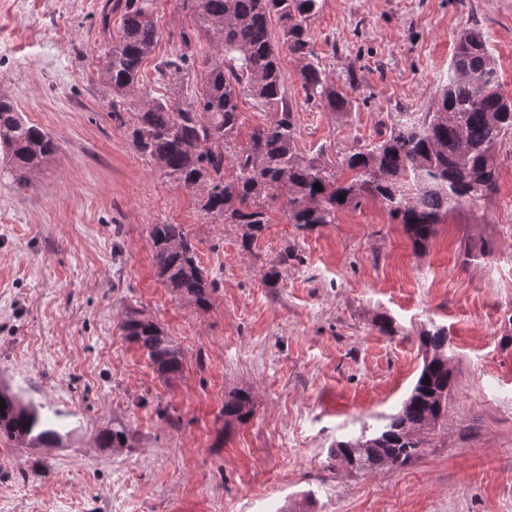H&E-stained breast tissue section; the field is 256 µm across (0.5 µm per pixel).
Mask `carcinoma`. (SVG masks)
<instances>
[{"instance_id":"1","label":"carcinoma","mask_w":512,"mask_h":512,"mask_svg":"<svg viewBox=\"0 0 512 512\" xmlns=\"http://www.w3.org/2000/svg\"><path fill=\"white\" fill-rule=\"evenodd\" d=\"M182 5L211 51L201 62L200 85L184 102L173 104L140 83L141 66L160 39L154 0H106L100 29L112 115L120 117L121 104L134 108L129 125L139 154L169 180L198 194L205 214L241 225L243 248H251L268 223L266 203L283 196L288 223L302 228L332 224L337 211L370 198L403 224L414 249L422 250L443 216L495 189L499 146L512 130V103L501 93L495 63L479 32L468 30L460 37L448 84L435 93L431 111L418 118L398 113L388 134L345 156L352 178L340 181L320 156L299 148L297 113L285 95L279 58L283 48L301 63L307 102L332 113L350 109V100L313 49L309 22L318 0H182ZM189 69L187 55L167 57L156 64L157 79L176 83ZM241 94L272 113L245 144L236 140ZM57 150L48 132L25 121L13 100L0 95V169L13 184L26 186L30 174ZM317 183L322 190L315 189ZM150 237L157 277L176 297L209 307L216 282L200 267L183 227L154 224ZM124 331L159 374L181 371V348L152 318L132 310ZM419 340L429 360L400 409L376 432L336 442L330 461L340 459L371 474L407 464L428 444L421 431L447 409L448 400L439 394L451 387L452 372L444 328L426 331ZM223 414L226 427L246 422L253 414L250 393L234 389L225 394ZM59 438L40 407L0 390L1 443L50 445ZM127 442L122 426L98 436L102 448H122Z\"/></svg>"}]
</instances>
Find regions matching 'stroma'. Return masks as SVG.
Returning a JSON list of instances; mask_svg holds the SVG:
<instances>
[{
  "mask_svg": "<svg viewBox=\"0 0 512 512\" xmlns=\"http://www.w3.org/2000/svg\"><path fill=\"white\" fill-rule=\"evenodd\" d=\"M104 3L0 0V93L59 146L26 187L0 177V384L66 432L52 448L0 444V512H512V131L495 192L448 213L423 252L372 200L313 229L271 201L246 250L242 227L205 215L113 117ZM319 3L314 51L350 110L307 104L297 61L281 64L298 143L337 179L351 176L345 154L398 113L429 110L464 30L482 33L512 99V0ZM155 15L161 40L142 80L178 103L202 73L168 87L157 60L209 46L181 41L194 28L181 0H155ZM155 224L182 225L195 244L217 283L209 308L158 279ZM133 310L178 343L180 373L161 377L125 338ZM440 327L453 379L429 445L398 469L328 468L336 441L400 408L423 364L418 337ZM234 388L255 413L228 427ZM115 425L129 447H99Z\"/></svg>",
  "mask_w": 512,
  "mask_h": 512,
  "instance_id": "1",
  "label": "stroma"
}]
</instances>
